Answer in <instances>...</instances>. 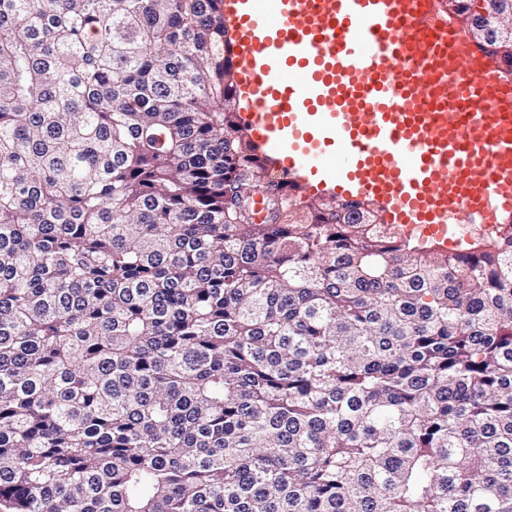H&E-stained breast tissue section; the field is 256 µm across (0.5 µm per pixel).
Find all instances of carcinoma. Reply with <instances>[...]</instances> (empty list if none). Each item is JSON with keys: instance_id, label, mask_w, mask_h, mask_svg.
I'll return each mask as SVG.
<instances>
[{"instance_id": "obj_1", "label": "carcinoma", "mask_w": 512, "mask_h": 512, "mask_svg": "<svg viewBox=\"0 0 512 512\" xmlns=\"http://www.w3.org/2000/svg\"><path fill=\"white\" fill-rule=\"evenodd\" d=\"M222 4L0 0V512H512V223L298 203Z\"/></svg>"}]
</instances>
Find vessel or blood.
Instances as JSON below:
<instances>
[{"mask_svg":"<svg viewBox=\"0 0 512 512\" xmlns=\"http://www.w3.org/2000/svg\"><path fill=\"white\" fill-rule=\"evenodd\" d=\"M241 123L288 181L458 247L512 219V63L446 0H224Z\"/></svg>","mask_w":512,"mask_h":512,"instance_id":"vessel-or-blood-1","label":"vessel or blood"}]
</instances>
